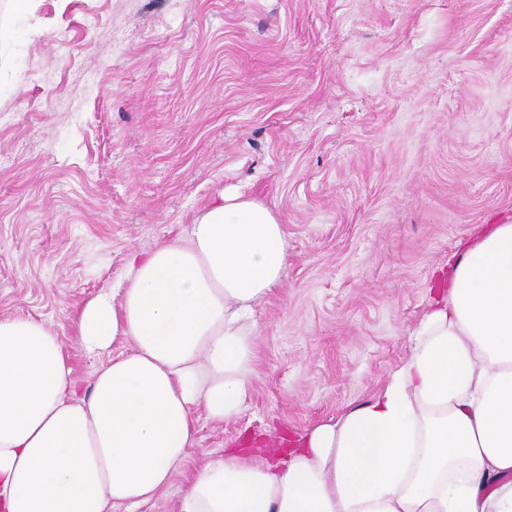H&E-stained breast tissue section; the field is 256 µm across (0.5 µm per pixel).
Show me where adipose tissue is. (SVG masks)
Instances as JSON below:
<instances>
[{"instance_id":"obj_1","label":"adipose tissue","mask_w":512,"mask_h":512,"mask_svg":"<svg viewBox=\"0 0 512 512\" xmlns=\"http://www.w3.org/2000/svg\"><path fill=\"white\" fill-rule=\"evenodd\" d=\"M288 234L269 205L220 192L186 236L131 256L76 327L90 390L59 336L0 318V512H139L183 469L199 416L236 419L255 310ZM412 353L366 403L275 462L225 449L179 512H512V222L481 225L434 274ZM127 351L112 353L116 342Z\"/></svg>"}]
</instances>
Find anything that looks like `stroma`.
Listing matches in <instances>:
<instances>
[{
	"mask_svg": "<svg viewBox=\"0 0 512 512\" xmlns=\"http://www.w3.org/2000/svg\"><path fill=\"white\" fill-rule=\"evenodd\" d=\"M0 24L29 34L0 44V318L51 327L83 385L74 321L130 254L229 186L286 226L244 412L199 418L141 512L371 398L434 269L512 212V0H0Z\"/></svg>",
	"mask_w": 512,
	"mask_h": 512,
	"instance_id": "1",
	"label": "stroma"
}]
</instances>
